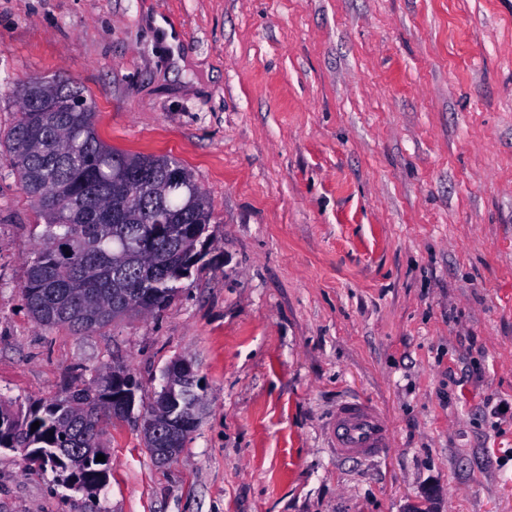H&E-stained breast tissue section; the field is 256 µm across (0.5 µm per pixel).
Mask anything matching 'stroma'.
<instances>
[{
    "label": "stroma",
    "instance_id": "35a3bbf8",
    "mask_svg": "<svg viewBox=\"0 0 512 512\" xmlns=\"http://www.w3.org/2000/svg\"><path fill=\"white\" fill-rule=\"evenodd\" d=\"M34 77L212 216L166 309L78 336L23 304L41 218L0 167V399L139 384L97 497L0 449V512H512V0H0L1 127ZM177 359L205 412L160 464L141 416ZM347 397L384 459L331 449ZM328 434L337 457L380 458L390 446L391 430L376 405L347 400L336 405Z\"/></svg>",
    "mask_w": 512,
    "mask_h": 512
}]
</instances>
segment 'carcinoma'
I'll return each mask as SVG.
<instances>
[{
    "mask_svg": "<svg viewBox=\"0 0 512 512\" xmlns=\"http://www.w3.org/2000/svg\"><path fill=\"white\" fill-rule=\"evenodd\" d=\"M57 97L59 109L45 108L41 88L27 81L20 112L0 130V147L44 218L21 286L24 305L41 326L85 335L141 305L153 312L171 302L206 255L210 206L187 169L182 182L168 181L180 166L175 159L130 156L105 144L83 88L60 80ZM135 165L150 179L128 197L118 184ZM170 397L178 411L201 416L203 395L186 382L172 394L161 389L145 417ZM119 408L110 370L24 416L0 400V448H31L63 483L75 478L81 490L99 492L108 480L98 472L108 463H92L99 426Z\"/></svg>",
    "mask_w": 512,
    "mask_h": 512,
    "instance_id": "obj_1",
    "label": "carcinoma"
}]
</instances>
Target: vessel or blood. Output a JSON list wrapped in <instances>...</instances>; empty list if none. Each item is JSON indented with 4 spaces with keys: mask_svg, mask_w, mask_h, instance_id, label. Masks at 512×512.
<instances>
[{
    "mask_svg": "<svg viewBox=\"0 0 512 512\" xmlns=\"http://www.w3.org/2000/svg\"><path fill=\"white\" fill-rule=\"evenodd\" d=\"M328 434L332 448L342 458L376 459L391 442L388 421L377 406L357 399L337 404Z\"/></svg>",
    "mask_w": 512,
    "mask_h": 512,
    "instance_id": "b4317fda",
    "label": "vessel or blood"
}]
</instances>
